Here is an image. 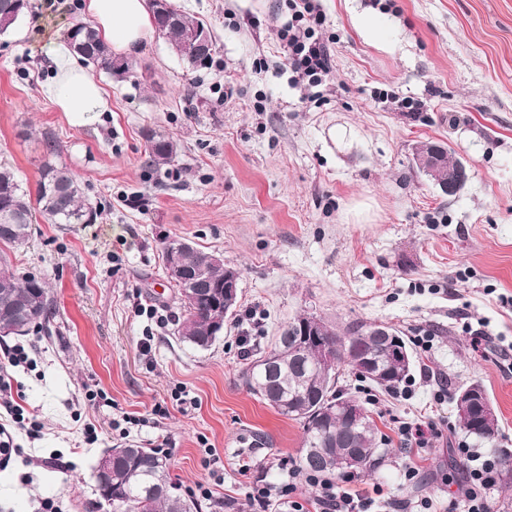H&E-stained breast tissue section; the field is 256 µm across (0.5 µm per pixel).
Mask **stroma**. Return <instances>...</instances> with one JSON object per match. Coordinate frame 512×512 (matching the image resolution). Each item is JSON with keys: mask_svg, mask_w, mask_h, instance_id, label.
I'll list each match as a JSON object with an SVG mask.
<instances>
[{"mask_svg": "<svg viewBox=\"0 0 512 512\" xmlns=\"http://www.w3.org/2000/svg\"><path fill=\"white\" fill-rule=\"evenodd\" d=\"M30 2L0 35V165L35 189L41 135L53 134L97 217H39L25 246L0 245L17 275L46 282L54 307L49 327L0 339V356L18 346L29 356L10 374L41 423L30 432L0 406L17 447L0 464V512H40L46 499L61 512H110L93 470L104 449L127 443L169 444L181 491L200 482L214 492L199 512H258L250 488L286 479L303 430L243 384L238 339L268 348L300 314L341 332L387 323L411 347V376L433 374L406 400L342 368L384 447L364 485L415 501L459 496V442L491 447L458 429L454 402L436 406L442 384L480 382L500 421L495 446L512 448V0H316L334 61L319 86L282 68L288 0H174L207 24L209 61L189 65L154 36L128 73L96 70L110 109L83 127L46 88L49 45L86 21V0ZM365 12L381 17L382 38L357 28ZM401 99L419 104L414 119L401 117ZM151 130L177 145L160 174L145 164ZM428 142L465 165L456 195L416 168ZM173 238L241 273L239 307L206 349L176 334L182 308L160 252ZM428 331L424 353L416 338ZM421 416L437 417L440 434L415 460L396 423ZM206 443L218 464L206 465ZM411 459L419 474L408 481Z\"/></svg>", "mask_w": 512, "mask_h": 512, "instance_id": "1", "label": "stroma"}]
</instances>
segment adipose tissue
<instances>
[{"instance_id": "1", "label": "adipose tissue", "mask_w": 512, "mask_h": 512, "mask_svg": "<svg viewBox=\"0 0 512 512\" xmlns=\"http://www.w3.org/2000/svg\"><path fill=\"white\" fill-rule=\"evenodd\" d=\"M86 10L117 53L137 54L155 33L148 0H88ZM49 54L54 76L47 90L69 124L85 126L99 113L109 111L105 90L66 41L52 43Z\"/></svg>"}]
</instances>
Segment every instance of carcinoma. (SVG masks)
I'll list each match as a JSON object with an SVG mask.
<instances>
[{"mask_svg": "<svg viewBox=\"0 0 512 512\" xmlns=\"http://www.w3.org/2000/svg\"><path fill=\"white\" fill-rule=\"evenodd\" d=\"M154 25L158 34L171 47L179 49L187 31L195 28L208 30L201 20L183 13L166 0L161 8L149 0ZM25 8L18 0H0V34L10 31ZM66 38L73 52L85 64L93 65L108 74H123L128 63L112 57L110 47L100 38L93 26L79 22L67 32ZM147 166L159 173L171 164L177 154V145L162 133L147 134ZM43 161L35 192L22 186L13 170L0 167V244L20 247L30 236L35 212H40L49 224H90L97 212L87 202L84 192L67 166L57 161L60 153L55 136L42 137ZM213 296L204 294L195 302L183 305L184 315L178 323L180 339L196 348L207 349L215 341L210 316ZM17 317L23 325L50 321L53 308L45 282L35 276L16 277L6 264H0V322L5 317ZM361 323L339 334L328 327L316 341L305 342L299 336L284 334L275 338L272 348L254 354L242 373L246 387L262 398L278 414L297 420L303 427L302 451L298 466L306 471L343 474L364 472L377 464L380 453L371 417L360 409L362 419L356 424L344 418V407L358 400L337 386L339 368L351 365L348 346L360 349L374 360L379 375L362 376L375 385L392 390L408 376L409 369L391 377L388 375L393 358L390 345L373 342L363 336ZM459 428L476 439L493 444L500 435V427L485 429L479 422V413L459 419ZM363 451L359 466L336 463L349 447ZM112 458V474L104 491L112 492L115 512H194L196 506L178 493L168 471L167 460L153 448H116Z\"/></svg>", "mask_w": 512, "mask_h": 512, "instance_id": "carcinoma-1", "label": "carcinoma"}]
</instances>
